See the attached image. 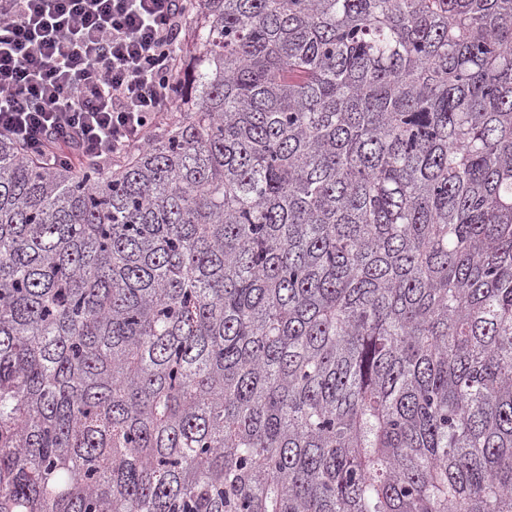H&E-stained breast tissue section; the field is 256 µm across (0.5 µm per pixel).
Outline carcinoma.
Wrapping results in <instances>:
<instances>
[{"instance_id":"cac0c4a2","label":"carcinoma","mask_w":512,"mask_h":512,"mask_svg":"<svg viewBox=\"0 0 512 512\" xmlns=\"http://www.w3.org/2000/svg\"><path fill=\"white\" fill-rule=\"evenodd\" d=\"M116 161L0 135V512H512V0H191Z\"/></svg>"}]
</instances>
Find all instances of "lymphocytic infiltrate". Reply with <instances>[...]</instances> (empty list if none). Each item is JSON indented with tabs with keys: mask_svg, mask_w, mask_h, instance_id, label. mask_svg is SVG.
<instances>
[{
	"mask_svg": "<svg viewBox=\"0 0 512 512\" xmlns=\"http://www.w3.org/2000/svg\"><path fill=\"white\" fill-rule=\"evenodd\" d=\"M188 0H0V133L103 162L175 104Z\"/></svg>",
	"mask_w": 512,
	"mask_h": 512,
	"instance_id": "1",
	"label": "lymphocytic infiltrate"
}]
</instances>
